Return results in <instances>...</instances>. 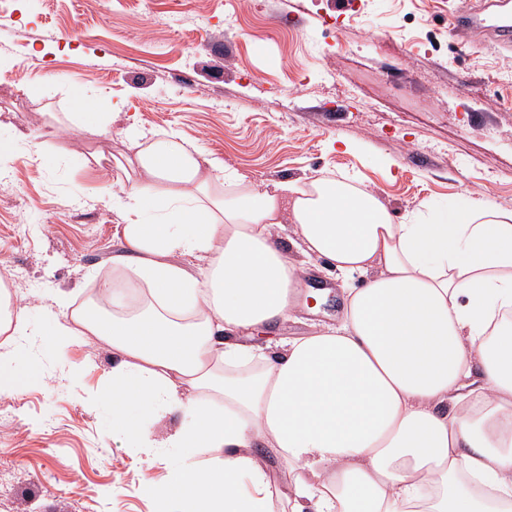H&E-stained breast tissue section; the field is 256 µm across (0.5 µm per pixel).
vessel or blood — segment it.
Here are the masks:
<instances>
[{
    "label": "vessel or blood",
    "mask_w": 512,
    "mask_h": 512,
    "mask_svg": "<svg viewBox=\"0 0 512 512\" xmlns=\"http://www.w3.org/2000/svg\"><path fill=\"white\" fill-rule=\"evenodd\" d=\"M453 30H466L496 47H512V0H497L488 7L486 0H460L449 20Z\"/></svg>",
    "instance_id": "obj_1"
}]
</instances>
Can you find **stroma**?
Segmentation results:
<instances>
[{
    "mask_svg": "<svg viewBox=\"0 0 512 512\" xmlns=\"http://www.w3.org/2000/svg\"><path fill=\"white\" fill-rule=\"evenodd\" d=\"M457 0H0V280L29 307L42 379L0 396V512H156L178 465L171 414L152 447L118 433L99 391L112 350L42 333L60 294L119 253L132 133L177 131L262 187L356 178L394 222L470 195L512 209V54L448 29ZM239 19L227 29L225 15ZM107 104L106 134L69 124L70 93ZM341 316L337 288L277 336Z\"/></svg>",
    "mask_w": 512,
    "mask_h": 512,
    "instance_id": "35a3bbf8",
    "label": "stroma"
}]
</instances>
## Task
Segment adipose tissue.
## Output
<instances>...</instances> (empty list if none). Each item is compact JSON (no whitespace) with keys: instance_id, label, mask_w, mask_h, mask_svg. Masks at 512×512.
<instances>
[{"instance_id":"1","label":"adipose tissue","mask_w":512,"mask_h":512,"mask_svg":"<svg viewBox=\"0 0 512 512\" xmlns=\"http://www.w3.org/2000/svg\"><path fill=\"white\" fill-rule=\"evenodd\" d=\"M129 167L123 252L50 333L111 347L100 397L130 440L181 415L165 492L185 512H272L277 496L289 512H512V210L464 196L397 224L354 180L260 189L174 132ZM320 259L338 324L272 353L247 343L290 319ZM40 377L0 353V394Z\"/></svg>"}]
</instances>
